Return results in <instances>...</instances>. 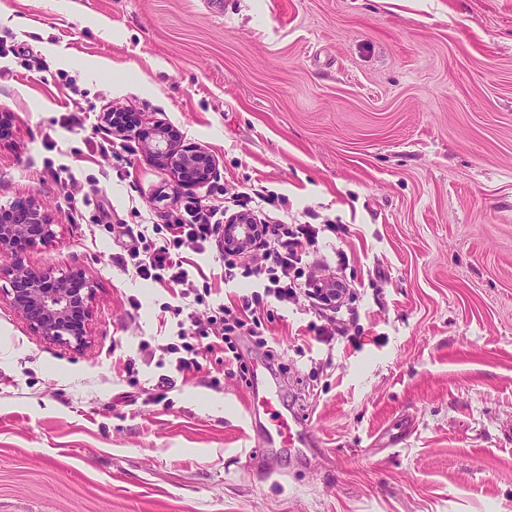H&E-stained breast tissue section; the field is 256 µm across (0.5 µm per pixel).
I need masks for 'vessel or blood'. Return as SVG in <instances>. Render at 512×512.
<instances>
[{"label": "vessel or blood", "instance_id": "obj_1", "mask_svg": "<svg viewBox=\"0 0 512 512\" xmlns=\"http://www.w3.org/2000/svg\"><path fill=\"white\" fill-rule=\"evenodd\" d=\"M248 395L249 415L266 419L259 429L256 456L266 462L268 472L272 473L276 470L274 461L278 450L298 451L306 447V424L298 412L281 410L278 394L261 370H253Z\"/></svg>", "mask_w": 512, "mask_h": 512}]
</instances>
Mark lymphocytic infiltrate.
Listing matches in <instances>:
<instances>
[{
  "mask_svg": "<svg viewBox=\"0 0 512 512\" xmlns=\"http://www.w3.org/2000/svg\"><path fill=\"white\" fill-rule=\"evenodd\" d=\"M190 213L191 223L174 224L170 238L152 253L144 255L138 246H126L127 255L143 279L176 285L187 283L189 272L179 250L189 241L194 243L196 251H204L215 231L213 220L218 211L194 207ZM237 216L249 222L251 234L246 244L225 243L224 275L229 279L254 277L260 287L243 296L240 303L224 307L215 337L225 352L236 353L239 341L245 337L258 345H267L264 307L272 301L280 304L307 301L317 317L309 325L317 340L342 334L336 315L349 292L348 284L337 279H317L309 273V249L317 243L320 227L281 220L273 224L259 221L245 201L241 202Z\"/></svg>",
  "mask_w": 512,
  "mask_h": 512,
  "instance_id": "1",
  "label": "lymphocytic infiltrate"
}]
</instances>
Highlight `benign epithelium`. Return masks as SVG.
Masks as SVG:
<instances>
[{
  "label": "benign epithelium",
  "mask_w": 512,
  "mask_h": 512,
  "mask_svg": "<svg viewBox=\"0 0 512 512\" xmlns=\"http://www.w3.org/2000/svg\"><path fill=\"white\" fill-rule=\"evenodd\" d=\"M144 139L145 149L178 182H206L215 167L213 155L202 147L183 148L168 127L153 126ZM53 234L44 208L19 199L0 208V260L46 241ZM0 278L9 281L11 302L17 313L44 339L68 346L87 343V321L93 288L83 276L53 277L19 262L0 263Z\"/></svg>",
  "instance_id": "obj_1"
}]
</instances>
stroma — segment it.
Listing matches in <instances>:
<instances>
[{
    "mask_svg": "<svg viewBox=\"0 0 512 512\" xmlns=\"http://www.w3.org/2000/svg\"><path fill=\"white\" fill-rule=\"evenodd\" d=\"M111 109L216 159L177 182ZM0 207L54 236L22 263L95 288L88 342L45 340L0 280V512H512V0H0ZM337 224L316 272L356 287L347 338L276 309L282 403L313 445L251 464L247 390L222 348L182 372L174 307L201 322L255 290L224 234L190 294L115 258L184 205Z\"/></svg>",
    "mask_w": 512,
    "mask_h": 512,
    "instance_id": "1",
    "label": "stroma"
}]
</instances>
